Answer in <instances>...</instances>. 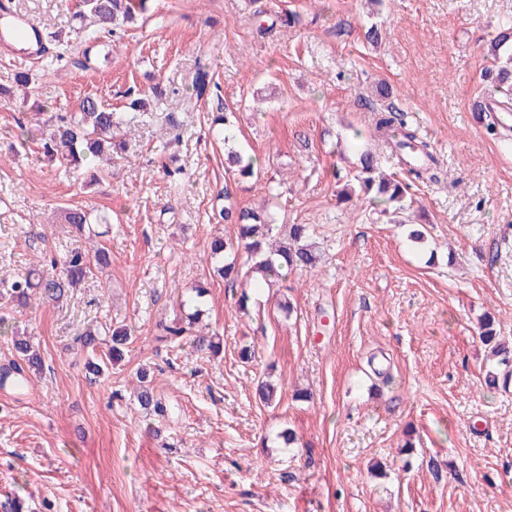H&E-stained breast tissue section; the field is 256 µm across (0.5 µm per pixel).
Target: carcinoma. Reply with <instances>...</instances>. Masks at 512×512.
I'll use <instances>...</instances> for the list:
<instances>
[{
  "mask_svg": "<svg viewBox=\"0 0 512 512\" xmlns=\"http://www.w3.org/2000/svg\"><path fill=\"white\" fill-rule=\"evenodd\" d=\"M80 14L92 19L96 29L86 33L87 39L97 40L101 31L114 32L131 24L136 14L146 10V0H81ZM490 52L495 58L506 57L512 63V27L500 29L490 44ZM210 71L205 66L197 68L192 78L191 90L196 99L210 96L212 90ZM150 102L145 97H138L129 103V111L118 113L103 105L93 97H85L79 103L76 112H53L47 117H37L30 125L19 124L20 134L17 141L25 146L34 134L41 133L43 154L47 159L62 158L78 168L84 164L93 167L98 160L112 159L114 130L123 123L139 121ZM232 113H217L211 121V129L228 141L226 131L232 126ZM372 136L391 145L406 156L405 164L411 179L422 183L439 184L442 182L443 169L431 147L418 128L409 124L406 114L397 113L389 108L377 109L374 118ZM230 166L242 176L251 177L255 173L256 158L239 151L227 153ZM360 167L353 180L365 193H374L373 199L389 204L400 203L408 191V184L396 179L376 180L374 176L378 167L375 156L364 151L361 153ZM65 223L82 232L93 221L91 212L82 207L70 206L63 210ZM219 218L232 221L237 225V240L226 239L221 235L211 238L208 251L214 272L225 281L234 284L239 275L238 259L246 256V261L253 262L249 288L242 291L239 304L247 305L250 293L257 292L262 286L272 282L283 281L288 274L297 269H313L317 264L315 246L305 241L307 227L303 224L277 226L271 216L254 209L237 210L228 206L219 211ZM110 264V255L103 246L92 250H74L66 255L63 269L56 271L55 261H50V268L39 269L32 265L24 273H18L8 279L0 280V296L26 304L34 294L47 302H60L68 293L85 279L94 276ZM206 290L197 285L180 303V308L190 309V313L173 325L164 326L165 338L178 343L186 336H191V328L201 314V299ZM129 336L123 330H114L110 341L106 342L107 352L97 357V348L101 342L95 329H88L79 337L83 348L89 350L85 369L94 377L99 376L109 365L121 360L123 350L128 344ZM192 344L200 351L214 355L220 351V339L216 336H192ZM13 359L9 365L0 369V385L21 389L33 375H38L43 367L41 354L31 343L21 337L12 341ZM139 407L146 412L163 413L161 402L148 384V371L139 373V389L136 394Z\"/></svg>",
  "mask_w": 512,
  "mask_h": 512,
  "instance_id": "cac0c4a2",
  "label": "carcinoma"
}]
</instances>
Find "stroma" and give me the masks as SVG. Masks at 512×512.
<instances>
[{
    "label": "stroma",
    "mask_w": 512,
    "mask_h": 512,
    "mask_svg": "<svg viewBox=\"0 0 512 512\" xmlns=\"http://www.w3.org/2000/svg\"><path fill=\"white\" fill-rule=\"evenodd\" d=\"M11 2L66 42L89 24L78 0ZM288 14L299 24L276 23ZM148 16L96 47L91 70L62 63L46 76L23 51L0 54V82L39 76L34 92L15 85L0 100V277L88 247L63 220L69 205L108 216L111 251L106 276L60 302L0 299L44 362L24 390L0 388V512L11 499L25 512H512V377L479 339L487 318L512 345V135H488L470 109L512 0H149ZM199 60L222 101L188 91ZM381 81L456 183L412 184L419 244L368 198L340 197L356 129L405 177L370 138ZM156 86L151 118L128 129L102 182L45 161L40 142L9 151L35 112H73L86 96L120 112L126 91ZM221 103L235 111V148L260 164L242 183L209 130ZM169 113L176 187L153 152ZM228 203L309 225L317 267L239 308L241 286L207 254L212 236L236 234L212 219ZM200 283L217 356L160 340L159 321ZM93 324L130 335L94 381L77 342ZM141 367L164 415L138 407ZM268 378L269 405L257 393ZM287 428L297 447H283Z\"/></svg>",
    "instance_id": "1"
}]
</instances>
